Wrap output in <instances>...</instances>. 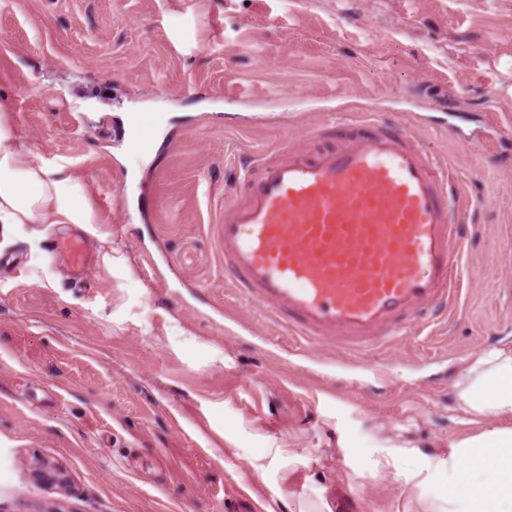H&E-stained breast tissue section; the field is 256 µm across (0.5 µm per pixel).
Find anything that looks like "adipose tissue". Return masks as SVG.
I'll return each instance as SVG.
<instances>
[{"label": "adipose tissue", "instance_id": "obj_1", "mask_svg": "<svg viewBox=\"0 0 512 512\" xmlns=\"http://www.w3.org/2000/svg\"><path fill=\"white\" fill-rule=\"evenodd\" d=\"M97 217L80 178L52 161H35L11 112L0 105V224H75L91 231ZM465 426L447 455L405 468V455L383 453L376 464L405 469L415 485L442 480L427 512H512V346L475 352L453 383Z\"/></svg>", "mask_w": 512, "mask_h": 512}]
</instances>
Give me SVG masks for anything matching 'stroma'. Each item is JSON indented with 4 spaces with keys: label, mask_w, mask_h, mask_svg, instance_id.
<instances>
[{
    "label": "stroma",
    "mask_w": 512,
    "mask_h": 512,
    "mask_svg": "<svg viewBox=\"0 0 512 512\" xmlns=\"http://www.w3.org/2000/svg\"><path fill=\"white\" fill-rule=\"evenodd\" d=\"M0 104L99 218L82 278L72 225L0 227V512H422L379 449L447 454L460 364L512 343V0H0ZM369 105L480 212L457 313L356 358L231 288L218 225L240 162ZM55 253L76 276L87 275L91 270V257L84 238L73 235L57 242Z\"/></svg>",
    "instance_id": "35a3bbf8"
}]
</instances>
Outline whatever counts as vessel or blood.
<instances>
[{"mask_svg": "<svg viewBox=\"0 0 512 512\" xmlns=\"http://www.w3.org/2000/svg\"><path fill=\"white\" fill-rule=\"evenodd\" d=\"M327 133L330 143L251 159L224 197L220 241L233 288L292 335L351 354L456 311L468 198L420 137L374 111ZM56 253L89 273L82 236Z\"/></svg>", "mask_w": 512, "mask_h": 512, "instance_id": "obj_1", "label": "vessel or blood"}]
</instances>
